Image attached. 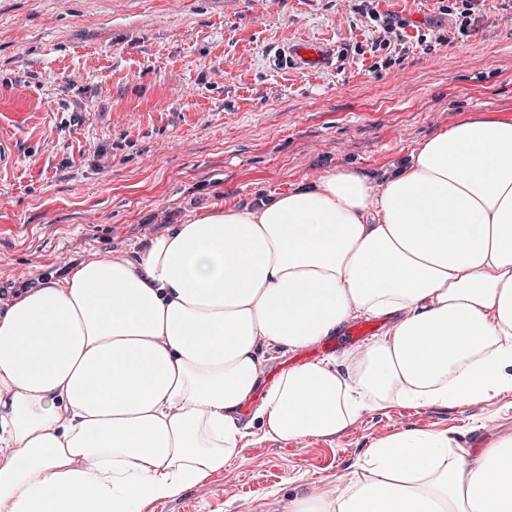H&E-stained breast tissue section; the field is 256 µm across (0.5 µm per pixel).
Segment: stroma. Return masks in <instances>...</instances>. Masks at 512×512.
Masks as SVG:
<instances>
[{
  "label": "stroma",
  "mask_w": 512,
  "mask_h": 512,
  "mask_svg": "<svg viewBox=\"0 0 512 512\" xmlns=\"http://www.w3.org/2000/svg\"><path fill=\"white\" fill-rule=\"evenodd\" d=\"M0 0V297L96 255L134 257L191 212L346 167L375 181L469 116L512 117V0ZM332 65L277 64L290 44ZM345 332L276 353L266 380L342 357ZM404 431L482 448L512 434V394L386 405L333 436L252 439L223 471L141 512H282L345 488Z\"/></svg>",
  "instance_id": "obj_1"
}]
</instances>
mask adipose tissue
Returning a JSON list of instances; mask_svg holds the SVG:
<instances>
[{"mask_svg": "<svg viewBox=\"0 0 512 512\" xmlns=\"http://www.w3.org/2000/svg\"><path fill=\"white\" fill-rule=\"evenodd\" d=\"M362 317L386 322L364 353L265 380L266 352ZM507 392L512 118L471 117L383 183L328 169L1 304L0 512H140L257 430L298 442L388 404ZM290 512H512V435L473 456L444 432L394 434Z\"/></svg>", "mask_w": 512, "mask_h": 512, "instance_id": "adipose-tissue-1", "label": "adipose tissue"}]
</instances>
